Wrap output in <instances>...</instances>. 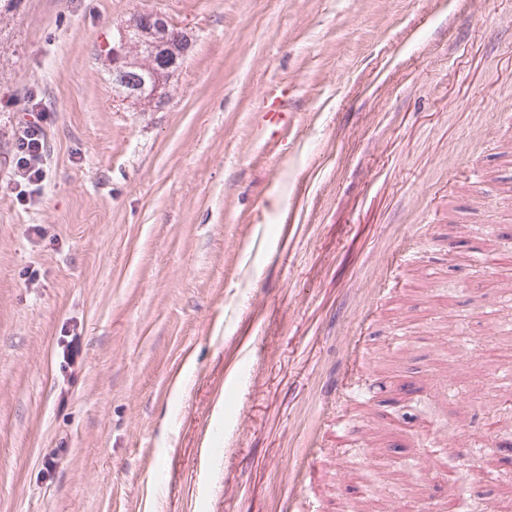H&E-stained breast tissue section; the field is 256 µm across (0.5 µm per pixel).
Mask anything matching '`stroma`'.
<instances>
[{
	"instance_id": "35a3bbf8",
	"label": "stroma",
	"mask_w": 512,
	"mask_h": 512,
	"mask_svg": "<svg viewBox=\"0 0 512 512\" xmlns=\"http://www.w3.org/2000/svg\"><path fill=\"white\" fill-rule=\"evenodd\" d=\"M140 10L192 38L155 112L97 56ZM511 278L512 0H0V512L512 506ZM285 96L275 90L265 93L260 112L254 122L256 136L263 142L275 144L288 135L292 115L288 112ZM23 114L16 140L18 156L11 180L38 193L46 178L47 152L43 124L47 115L38 103H33Z\"/></svg>"
}]
</instances>
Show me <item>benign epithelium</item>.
I'll return each mask as SVG.
<instances>
[{"label": "benign epithelium", "instance_id": "benign-epithelium-1", "mask_svg": "<svg viewBox=\"0 0 512 512\" xmlns=\"http://www.w3.org/2000/svg\"><path fill=\"white\" fill-rule=\"evenodd\" d=\"M189 49L188 34L167 16L137 11L103 47L112 84L137 112H155L169 99L171 80Z\"/></svg>", "mask_w": 512, "mask_h": 512}]
</instances>
